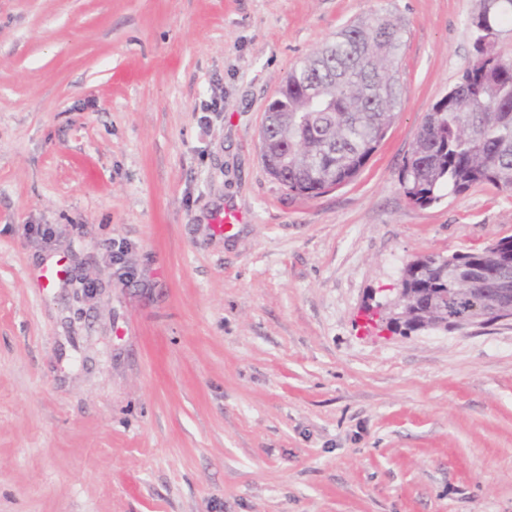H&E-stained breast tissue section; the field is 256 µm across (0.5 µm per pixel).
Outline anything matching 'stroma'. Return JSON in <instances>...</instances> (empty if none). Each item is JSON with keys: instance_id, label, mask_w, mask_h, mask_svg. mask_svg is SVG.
Listing matches in <instances>:
<instances>
[{"instance_id": "35a3bbf8", "label": "stroma", "mask_w": 512, "mask_h": 512, "mask_svg": "<svg viewBox=\"0 0 512 512\" xmlns=\"http://www.w3.org/2000/svg\"><path fill=\"white\" fill-rule=\"evenodd\" d=\"M478 7L0 0V512H512V323L364 319L408 260L512 236L511 192L400 186ZM386 13L395 121L353 181L289 194L277 86Z\"/></svg>"}]
</instances>
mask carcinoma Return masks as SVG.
Instances as JSON below:
<instances>
[{"label":"carcinoma","instance_id":"obj_1","mask_svg":"<svg viewBox=\"0 0 512 512\" xmlns=\"http://www.w3.org/2000/svg\"><path fill=\"white\" fill-rule=\"evenodd\" d=\"M508 25L512 0H481L469 18L473 61L425 116L402 168L411 203L430 206L481 184L512 191V60L496 51ZM402 35L387 14L349 24L288 73L276 93L282 107L267 108L260 132L262 162L288 192L314 198L364 167L397 116ZM478 268L511 275L512 236L449 255L446 271L411 259L402 287L442 297L458 315L479 297L484 280H469Z\"/></svg>","mask_w":512,"mask_h":512}]
</instances>
